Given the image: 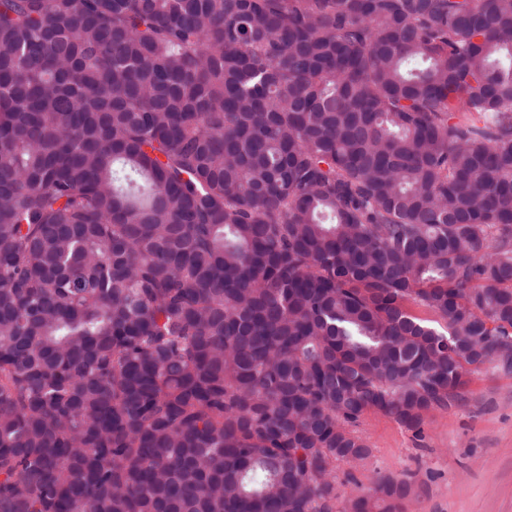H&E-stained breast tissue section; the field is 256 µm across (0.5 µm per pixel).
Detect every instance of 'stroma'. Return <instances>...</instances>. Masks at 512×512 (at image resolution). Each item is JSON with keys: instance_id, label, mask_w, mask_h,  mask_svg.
Instances as JSON below:
<instances>
[{"instance_id": "obj_1", "label": "stroma", "mask_w": 512, "mask_h": 512, "mask_svg": "<svg viewBox=\"0 0 512 512\" xmlns=\"http://www.w3.org/2000/svg\"><path fill=\"white\" fill-rule=\"evenodd\" d=\"M358 432L372 455L337 464L339 496L394 475L417 487L407 512H512V373L495 364L472 374L461 407L431 412L421 435L372 411Z\"/></svg>"}]
</instances>
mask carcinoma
<instances>
[{
  "mask_svg": "<svg viewBox=\"0 0 512 512\" xmlns=\"http://www.w3.org/2000/svg\"><path fill=\"white\" fill-rule=\"evenodd\" d=\"M509 341L512 0H0V512H404Z\"/></svg>",
  "mask_w": 512,
  "mask_h": 512,
  "instance_id": "carcinoma-1",
  "label": "carcinoma"
}]
</instances>
